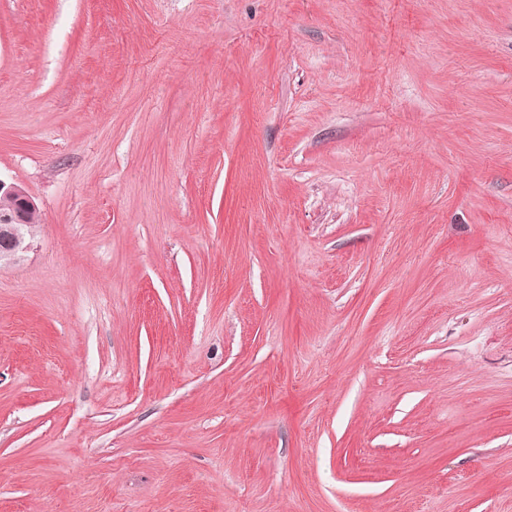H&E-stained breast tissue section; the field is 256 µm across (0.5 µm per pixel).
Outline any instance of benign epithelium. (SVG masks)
Returning a JSON list of instances; mask_svg holds the SVG:
<instances>
[{
	"label": "benign epithelium",
	"instance_id": "1",
	"mask_svg": "<svg viewBox=\"0 0 512 512\" xmlns=\"http://www.w3.org/2000/svg\"><path fill=\"white\" fill-rule=\"evenodd\" d=\"M38 211L34 198L22 187L0 179V268L24 259L32 246L25 226Z\"/></svg>",
	"mask_w": 512,
	"mask_h": 512
}]
</instances>
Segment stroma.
<instances>
[{
    "instance_id": "obj_1",
    "label": "stroma",
    "mask_w": 512,
    "mask_h": 512,
    "mask_svg": "<svg viewBox=\"0 0 512 512\" xmlns=\"http://www.w3.org/2000/svg\"><path fill=\"white\" fill-rule=\"evenodd\" d=\"M0 512H512V0H0ZM39 211L34 198L17 184L6 183L0 178V268L9 267L24 259L32 246L33 236L25 234V226ZM38 226V216L32 218L27 230L33 234Z\"/></svg>"
}]
</instances>
